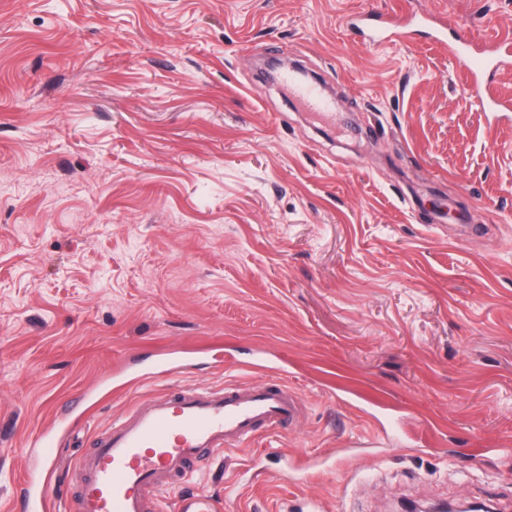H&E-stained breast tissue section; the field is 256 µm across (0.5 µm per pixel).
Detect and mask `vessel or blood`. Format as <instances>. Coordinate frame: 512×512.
<instances>
[{
  "label": "vessel or blood",
  "instance_id": "vessel-or-blood-1",
  "mask_svg": "<svg viewBox=\"0 0 512 512\" xmlns=\"http://www.w3.org/2000/svg\"><path fill=\"white\" fill-rule=\"evenodd\" d=\"M362 23L377 43L393 41L398 34L387 15L370 13ZM431 34L447 43L485 111L512 110V100L493 96L489 87L493 72L512 57V36H498L493 52L479 54L467 41L448 40L444 29L432 28ZM284 81L312 115L330 116L333 106L318 90L292 75ZM305 409L302 395L284 379L237 382L220 389L186 386L154 394L96 434L93 450L75 463L80 486L69 512H162V493L184 483L196 465L260 433L287 431ZM60 428L59 421L49 422L34 442L43 461L23 470V512H59L63 505L46 464Z\"/></svg>",
  "mask_w": 512,
  "mask_h": 512
}]
</instances>
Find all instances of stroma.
Segmentation results:
<instances>
[{
  "label": "stroma",
  "instance_id": "obj_1",
  "mask_svg": "<svg viewBox=\"0 0 512 512\" xmlns=\"http://www.w3.org/2000/svg\"><path fill=\"white\" fill-rule=\"evenodd\" d=\"M376 11L405 32L352 30ZM488 50L512 0H0V512L44 424L71 469L177 383L287 369L307 411L167 499L215 512H512V112L417 21ZM314 74L335 125L260 69Z\"/></svg>",
  "mask_w": 512,
  "mask_h": 512
}]
</instances>
